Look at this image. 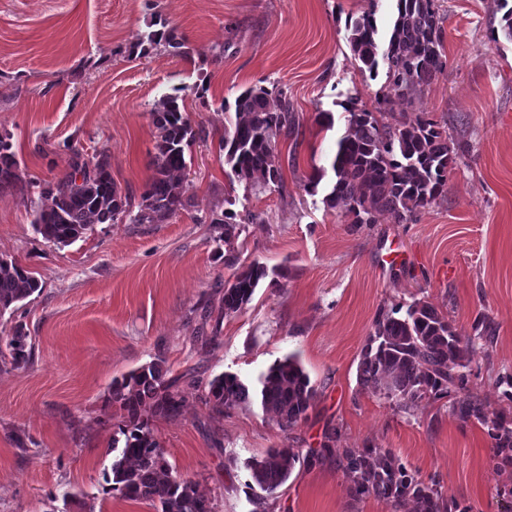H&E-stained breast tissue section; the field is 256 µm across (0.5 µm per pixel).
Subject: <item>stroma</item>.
<instances>
[{
	"label": "stroma",
	"mask_w": 512,
	"mask_h": 512,
	"mask_svg": "<svg viewBox=\"0 0 512 512\" xmlns=\"http://www.w3.org/2000/svg\"><path fill=\"white\" fill-rule=\"evenodd\" d=\"M441 5L447 68L409 104L352 57L346 23L369 0H0V133L27 176L0 191V254L40 283L0 317V337L23 324L31 348L26 365H0V512H153L102 491L123 415L112 382L153 361L184 403L150 427L213 512H394L387 500L353 498L335 452L295 467L274 497L248 488L252 459L321 447L333 426L337 449H390L471 512H512V470L499 467L484 428L452 415L449 399L404 411L357 383L379 311L420 299L465 336L490 318L495 337L476 344L467 392L512 419L502 396L512 376V44L492 39L497 0ZM159 19L191 57L143 50ZM88 57L100 67L85 70ZM254 85L282 89L299 123L277 141L278 188L238 180L220 147L222 100ZM175 93L205 133L185 170L187 207L164 224H98L68 246L36 233L30 181L65 173L71 148L108 150L115 182L143 192L158 136L151 109ZM383 96L393 118L446 122L465 152L446 198L401 223L383 211L353 224L302 185L345 132L347 101L371 109ZM224 210L235 215L229 239L209 221ZM253 262L266 282L223 316L225 284ZM291 356L317 390L296 426L282 428L256 395L221 415L205 405L216 375L254 387Z\"/></svg>",
	"instance_id": "1"
}]
</instances>
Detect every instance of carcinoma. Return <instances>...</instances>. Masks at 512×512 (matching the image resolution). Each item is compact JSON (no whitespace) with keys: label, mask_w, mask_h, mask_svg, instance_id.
I'll use <instances>...</instances> for the list:
<instances>
[{"label":"carcinoma","mask_w":512,"mask_h":512,"mask_svg":"<svg viewBox=\"0 0 512 512\" xmlns=\"http://www.w3.org/2000/svg\"><path fill=\"white\" fill-rule=\"evenodd\" d=\"M392 20L386 31L378 26L377 0L369 10L348 24L351 52L359 68L385 81L401 98L413 97L420 88L444 73L443 14L440 0H391ZM501 30L512 42V0H498ZM152 44L176 49L184 43L159 29L148 34ZM179 96L160 99L153 110L159 130L153 160L154 172L140 195L121 189L112 178L107 150L88 157L71 149L69 170L50 182L31 180L47 203L33 211L31 224L45 240L67 246L93 230L95 224H116L128 217L136 224H164L186 207L182 173L187 167L186 149L196 133L178 103ZM390 100H377L372 109L347 107L346 131L337 141L328 165L334 181L324 202L331 208L346 206L353 224L373 223V214L388 211L403 222L415 211L448 195L449 169L457 162L461 146L439 121L421 112L412 118L388 120ZM221 107L234 113L224 128L221 145L232 172L251 185H281L275 165L276 139L297 133L294 108L283 91L252 86ZM25 173L10 142L0 134V189L14 188ZM266 268L258 262L238 272L224 286V316L240 312L250 302ZM40 285L30 271L0 255V317L31 296ZM473 339L461 335L440 310L415 300L380 311L364 346L357 368L359 386L406 409L426 396L443 398L461 392L469 382L466 371ZM31 355L23 325L0 338V363L26 364ZM167 370L159 362L142 366L112 382L110 401L119 404L124 420L119 425L123 442L112 439L111 470L104 473L105 492L123 499L143 501L155 512H213L194 481L174 476L171 466L152 434L148 416L175 415L183 405L181 394L172 391ZM263 408L275 413L284 428L307 417L316 390L308 374L290 356L273 364L259 378ZM204 401L218 412L250 401V390L237 376L220 374L208 384ZM452 412L464 422L487 429L501 466L512 467V421L494 414L476 399L458 396ZM321 451L302 454L297 448H272L250 464L253 484L273 496L290 477L297 463H309L331 452L338 441L335 427L325 432ZM339 466L353 482L354 496H375L399 506L407 499L418 502L420 512H469L447 497L434 479L424 480L409 470L387 448H345Z\"/></svg>","instance_id":"obj_1"}]
</instances>
